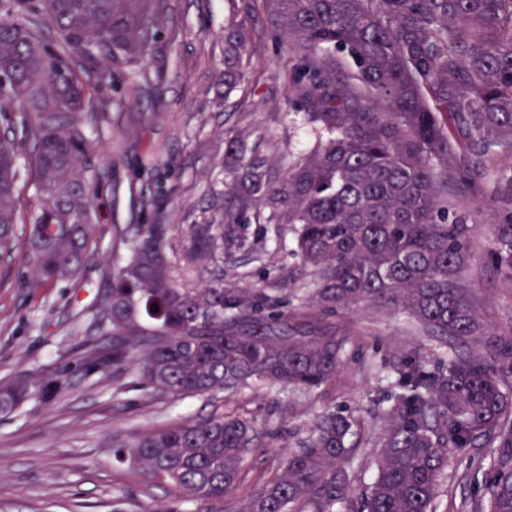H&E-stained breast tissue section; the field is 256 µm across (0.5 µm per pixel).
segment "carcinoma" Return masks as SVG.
Wrapping results in <instances>:
<instances>
[{
	"label": "carcinoma",
	"mask_w": 512,
	"mask_h": 512,
	"mask_svg": "<svg viewBox=\"0 0 512 512\" xmlns=\"http://www.w3.org/2000/svg\"><path fill=\"white\" fill-rule=\"evenodd\" d=\"M282 40L299 46L309 148L283 175L239 149L229 198L182 230L133 224L116 275L101 292L100 335L112 340L113 375L127 372L160 395H212L278 384L306 391L331 382L347 337L330 323L289 322L258 302L257 288H198L244 247L234 224H290L311 298L327 314L385 303L445 348L430 369L412 356L386 413L376 474L351 512H437L448 457L483 438L492 455L472 472L484 485L472 512H512V319L494 326L465 277L474 260V216L448 200L453 171L479 203L497 208L483 256L512 288V0H268ZM161 0H0V251L12 249L22 146L32 145L38 206L24 234L39 282L76 276L89 260L98 195L85 163L83 114L104 97L112 66L145 68ZM99 70L87 84L73 55ZM354 98L327 91L336 65ZM243 25L224 36V86L246 79ZM158 305V312L152 306ZM54 380L0 388V413L51 397ZM356 420L326 412L301 447L268 476H250L257 434L241 415L210 416L137 433L113 446L174 492L155 512H341L351 503L346 468ZM249 492L230 510L224 501Z\"/></svg>",
	"instance_id": "obj_1"
}]
</instances>
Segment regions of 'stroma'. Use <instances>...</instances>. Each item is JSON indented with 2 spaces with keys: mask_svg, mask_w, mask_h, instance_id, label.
I'll return each mask as SVG.
<instances>
[{
  "mask_svg": "<svg viewBox=\"0 0 512 512\" xmlns=\"http://www.w3.org/2000/svg\"><path fill=\"white\" fill-rule=\"evenodd\" d=\"M244 22L252 75L224 91V28ZM299 54L281 41L265 0H165L148 58L162 82L144 83L130 69L113 67L106 112L86 120L94 135L88 175L95 183L98 220L95 257L73 279L36 285L25 239L0 256V386L26 378H55L59 393L30 399L0 414V512H154L171 492L141 471L115 464L112 440L210 415L221 409L251 420L258 433L257 472L279 468L299 447L318 417L342 410L361 420L357 449L347 462L355 492L376 470L377 441L392 403L393 382L408 352L420 350L436 366V342L403 315L380 305L344 310L332 321L347 336L335 379L305 393L277 386L246 387L209 398L159 397L132 386L117 392L111 341L97 327L100 292L124 251L121 233L161 213L165 223L199 224L213 194L224 191V149L243 138L249 155L284 171L310 141L312 130L297 112L302 88L295 76ZM243 250L225 255L224 282L258 288L283 309L309 316L299 300L314 276L295 255L287 224H242ZM469 278L488 300L487 319L512 318V291L496 271L475 260ZM96 359H89V351ZM481 494L464 461L450 460L438 497L439 512H469Z\"/></svg>",
  "mask_w": 512,
  "mask_h": 512,
  "instance_id": "35a3bbf8",
  "label": "stroma"
}]
</instances>
